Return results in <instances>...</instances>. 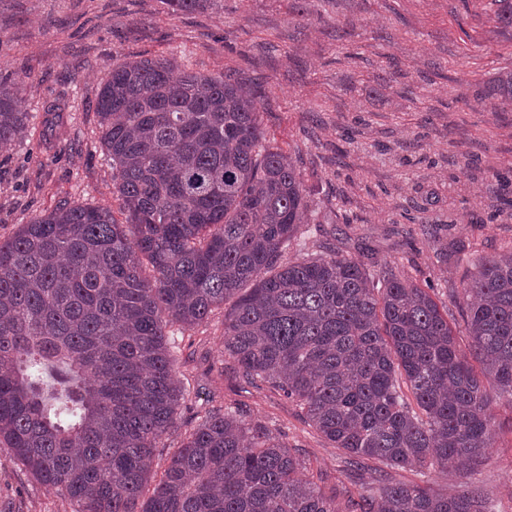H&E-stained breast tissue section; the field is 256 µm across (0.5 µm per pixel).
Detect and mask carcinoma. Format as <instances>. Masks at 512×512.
<instances>
[{
  "label": "carcinoma",
  "instance_id": "obj_1",
  "mask_svg": "<svg viewBox=\"0 0 512 512\" xmlns=\"http://www.w3.org/2000/svg\"><path fill=\"white\" fill-rule=\"evenodd\" d=\"M173 13L210 0H168ZM512 28V0H493ZM477 95L512 105V70ZM262 94L167 59L112 68L97 93L102 149L126 213L72 204L0 240V444L74 512H341L308 466L237 409L206 410L154 485L150 461L187 400L170 328L225 304L224 355L281 393L375 491L346 512H492L388 470L482 463L487 386L512 405V251L462 293L464 353L448 310L390 267L282 254L313 213L295 164L266 140ZM27 113L0 82V145ZM481 364L476 371L469 361Z\"/></svg>",
  "mask_w": 512,
  "mask_h": 512
}]
</instances>
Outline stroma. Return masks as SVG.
Returning a JSON list of instances; mask_svg holds the SVG:
<instances>
[{
	"instance_id": "35a3bbf8",
	"label": "stroma",
	"mask_w": 512,
	"mask_h": 512,
	"mask_svg": "<svg viewBox=\"0 0 512 512\" xmlns=\"http://www.w3.org/2000/svg\"><path fill=\"white\" fill-rule=\"evenodd\" d=\"M176 58L187 69L260 89L269 139L301 173L317 213L300 225L311 252L368 257L430 288L461 346L450 298L479 259L512 251V108L477 98L512 69V29L491 0H210L171 14L166 0H0V79L19 89L26 131L0 148V239L65 204L118 210L100 143L99 86L114 65ZM58 107L60 130L47 110ZM436 228L428 236V228ZM173 368L189 393L151 462L159 478L198 411L232 404L313 464L324 487L360 496L353 468L297 408L247 385L224 356V312L176 334ZM482 463L393 471L455 496L477 488L512 512V407L494 400ZM0 445V512H74Z\"/></svg>"
}]
</instances>
